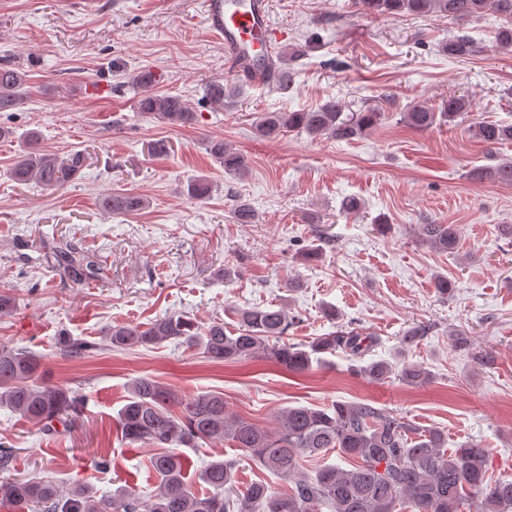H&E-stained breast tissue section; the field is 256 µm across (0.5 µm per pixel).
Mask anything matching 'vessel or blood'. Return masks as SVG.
<instances>
[{
    "mask_svg": "<svg viewBox=\"0 0 512 512\" xmlns=\"http://www.w3.org/2000/svg\"><path fill=\"white\" fill-rule=\"evenodd\" d=\"M208 19L212 29L224 38V51L230 67L251 81L266 82V69L249 65L253 55L271 56L274 45V27L267 8V0H207Z\"/></svg>",
    "mask_w": 512,
    "mask_h": 512,
    "instance_id": "1",
    "label": "vessel or blood"
}]
</instances>
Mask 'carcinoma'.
<instances>
[{"label":"carcinoma","instance_id":"cac0c4a2","mask_svg":"<svg viewBox=\"0 0 512 512\" xmlns=\"http://www.w3.org/2000/svg\"><path fill=\"white\" fill-rule=\"evenodd\" d=\"M356 4L363 12L380 16L435 13L470 20L498 14L506 23L497 29L496 47L512 51V0H356ZM441 52L459 59L474 55L478 46L468 36H454L441 45ZM299 55L300 50L293 49L277 61L263 59L261 65L270 66L273 82L287 90L296 77L288 60ZM153 83L149 72L132 78L137 112L172 126L189 122L192 113L182 97L156 93L151 90ZM27 85L25 71L9 63L0 65V112L21 105L27 98ZM227 94L221 81L205 86V97L218 106L224 105ZM468 106V100L454 94L437 110L414 99L402 112L401 121L427 131L443 121L465 117ZM383 116L378 108L349 112L347 105L335 98L303 112H261L255 116L254 129L264 138L297 132L349 141L374 128ZM467 130L489 145L512 140V123L478 121ZM37 141L36 133H28L26 146L10 168L14 180L57 189L75 180L86 167L84 151L59 155L40 149ZM207 150L224 173L236 176L246 170L243 155L224 141H209ZM476 174L512 184V161L487 166ZM211 192L212 184L205 176L187 186L194 199L203 200ZM146 205L147 199L131 193H109L99 199L101 210L112 215L137 212ZM231 213L238 224H253L258 219L253 206L239 198ZM421 235L434 250L452 254L459 229L455 224H423ZM54 256L58 266L78 283L101 276L97 259L68 243L55 247ZM236 315L239 327L233 332L225 331L220 318L202 329L190 315L173 313L145 328L115 326L105 335V342L125 348L175 340L201 350L216 363L264 358L294 374L311 371L313 365L339 350L361 361L377 343L376 337L351 327L305 344L290 343L286 336L296 316L283 306L248 307L237 310ZM429 330L428 324L420 322L403 333L401 344L411 348ZM40 373V355L0 344V408L50 434L58 424L73 426L82 414L80 400L67 388L40 383ZM359 375L372 383L395 377L411 387L432 382L431 373L412 362L397 370L387 361H371L360 367ZM128 392L116 419L121 442L177 448L195 447L200 441L228 443L293 487L282 493L255 482L238 493L236 463L218 459L203 467L199 474L203 490L196 492L186 481L181 455L165 451L150 458V468L160 480L147 500L126 488L100 495L87 484H76L64 493L49 481L0 476V505H8L11 512H322L325 507L331 512H512V479L488 475V452L480 444L467 443L450 453L447 431L420 429L369 403L335 401L324 408L288 407L280 413L277 430L269 431L229 413L224 397L217 393L200 392L180 399L151 376L132 380ZM331 452L349 460L352 468L323 463ZM302 458L318 461L312 474H298Z\"/></svg>","mask_w":512,"mask_h":512}]
</instances>
